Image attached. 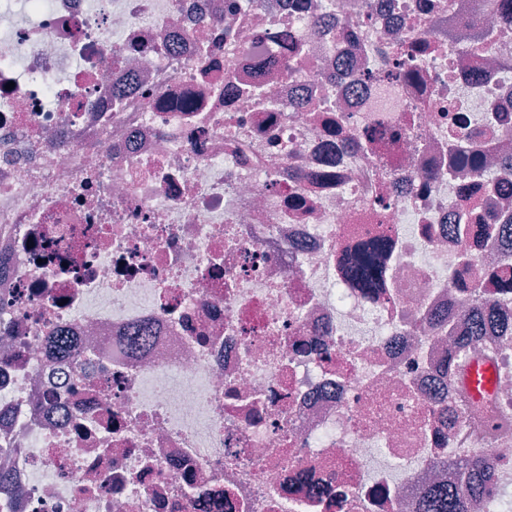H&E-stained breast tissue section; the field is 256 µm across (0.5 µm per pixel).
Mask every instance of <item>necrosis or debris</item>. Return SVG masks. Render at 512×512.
<instances>
[{"label":"necrosis or debris","instance_id":"4bbe7bcc","mask_svg":"<svg viewBox=\"0 0 512 512\" xmlns=\"http://www.w3.org/2000/svg\"><path fill=\"white\" fill-rule=\"evenodd\" d=\"M505 158L512 23L475 0H0V512H421L470 458L466 512H512V293L459 232L512 222ZM367 232L377 301L336 266ZM494 383V369L488 361H473L460 374V384L473 399H482L490 393Z\"/></svg>","mask_w":512,"mask_h":512}]
</instances>
